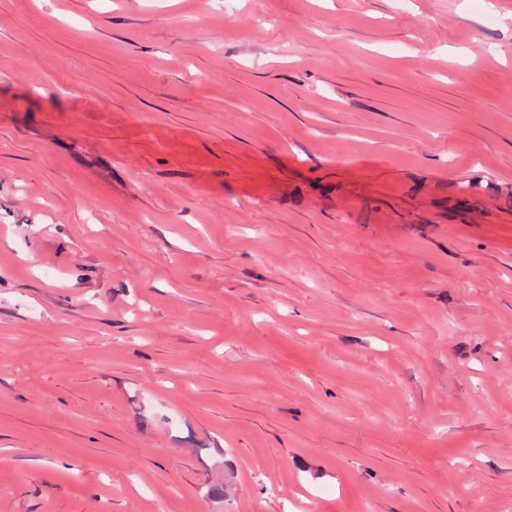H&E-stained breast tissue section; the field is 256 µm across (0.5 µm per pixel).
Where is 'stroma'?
<instances>
[{"label": "stroma", "instance_id": "35a3bbf8", "mask_svg": "<svg viewBox=\"0 0 512 512\" xmlns=\"http://www.w3.org/2000/svg\"><path fill=\"white\" fill-rule=\"evenodd\" d=\"M512 512V0H0V512Z\"/></svg>", "mask_w": 512, "mask_h": 512}]
</instances>
